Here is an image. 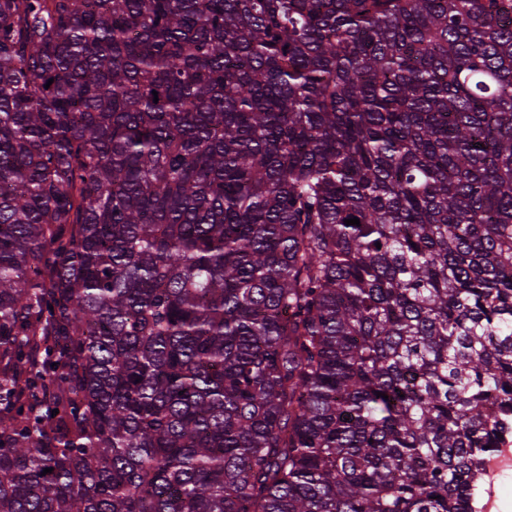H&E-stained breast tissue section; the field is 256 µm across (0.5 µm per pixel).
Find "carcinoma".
<instances>
[{
	"mask_svg": "<svg viewBox=\"0 0 512 512\" xmlns=\"http://www.w3.org/2000/svg\"><path fill=\"white\" fill-rule=\"evenodd\" d=\"M511 414L512 0H0V512H468Z\"/></svg>",
	"mask_w": 512,
	"mask_h": 512,
	"instance_id": "1",
	"label": "carcinoma"
}]
</instances>
